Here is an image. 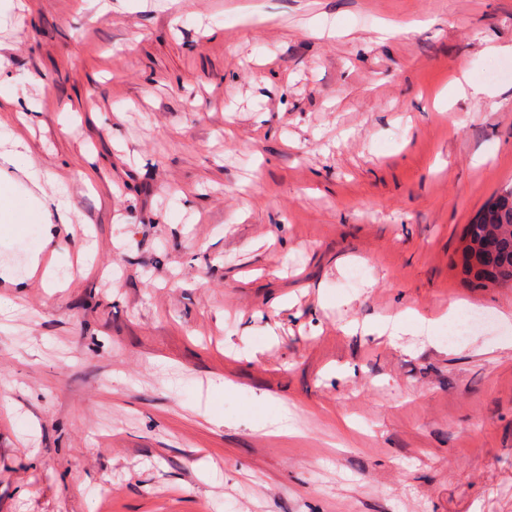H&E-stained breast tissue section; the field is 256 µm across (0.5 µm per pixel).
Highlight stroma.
<instances>
[{
    "instance_id": "obj_1",
    "label": "stroma",
    "mask_w": 512,
    "mask_h": 512,
    "mask_svg": "<svg viewBox=\"0 0 512 512\" xmlns=\"http://www.w3.org/2000/svg\"><path fill=\"white\" fill-rule=\"evenodd\" d=\"M0 124L74 275L0 284V512H512V0H0ZM476 220L467 224L461 241L469 239L471 248H481L489 239H496L499 251L496 262L512 285V188L491 200ZM490 201V202H491ZM436 323V320L426 318L418 310L408 309L394 318H386L380 321L375 326V330L379 335L387 332L392 338H400L411 330L430 332L432 326Z\"/></svg>"
}]
</instances>
